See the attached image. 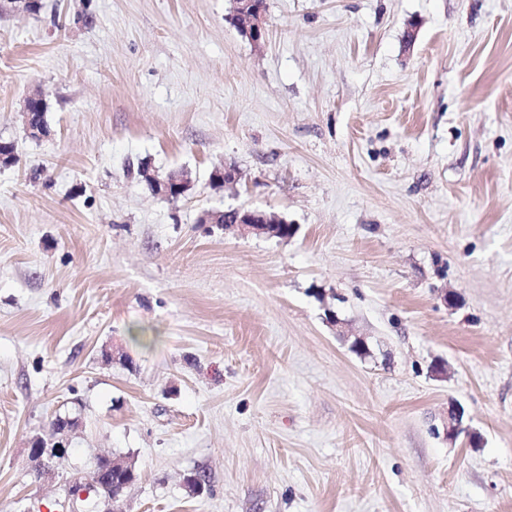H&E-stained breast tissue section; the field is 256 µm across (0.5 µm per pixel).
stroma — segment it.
Masks as SVG:
<instances>
[{
	"label": "stroma",
	"instance_id": "stroma-1",
	"mask_svg": "<svg viewBox=\"0 0 512 512\" xmlns=\"http://www.w3.org/2000/svg\"><path fill=\"white\" fill-rule=\"evenodd\" d=\"M41 3L0 15V512L104 454L126 512H512V0H266L258 45L232 0ZM28 99L39 100L42 105L47 107L49 103L47 96L41 91L29 95L28 98H26L24 101L23 112L25 115V130L27 134L38 141L48 138L50 136V129L44 123V121H42V119L37 122L33 121V113L38 112L42 115L43 118V112H40L39 109L36 108L33 109L32 112H28L26 109V103ZM146 177L153 187V194L163 198H178L190 187V178L184 171H171L164 177H159L147 170ZM200 224H224L225 231H235L241 235H257L272 237L278 233L275 228L283 227L280 232L281 240L292 238L296 233V226L289 224L284 218L271 215L263 210H242L239 208L206 211L200 218ZM289 227V230H288ZM288 233H292L289 235ZM78 423L66 425L62 430L54 433L53 437L45 440L42 437H35L29 443V456L35 462H42L44 457L61 459L65 456L70 437ZM60 445V448H56Z\"/></svg>",
	"mask_w": 512,
	"mask_h": 512
}]
</instances>
